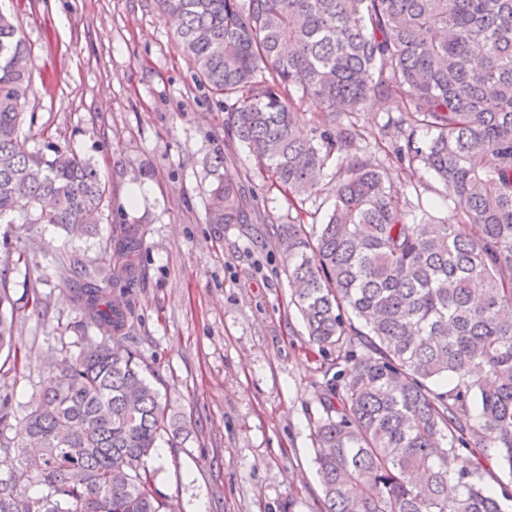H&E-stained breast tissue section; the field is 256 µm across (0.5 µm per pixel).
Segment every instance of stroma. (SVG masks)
Wrapping results in <instances>:
<instances>
[{"mask_svg": "<svg viewBox=\"0 0 512 512\" xmlns=\"http://www.w3.org/2000/svg\"><path fill=\"white\" fill-rule=\"evenodd\" d=\"M33 52L21 135L29 148L68 145L91 157L109 205L93 234L0 223V265L11 264L18 372L0 395L24 415L45 356L76 341L69 264L96 265L111 227L138 226V278L125 333L165 383L191 433L157 461L173 512H315L322 496L313 430L335 352L310 345L290 303L276 248L286 195L224 132V100L198 83L174 21L151 0H0ZM223 155V166L214 158ZM245 188L267 224H210L217 180ZM148 194L132 200L134 186ZM45 306L26 308L31 294Z\"/></svg>", "mask_w": 512, "mask_h": 512, "instance_id": "35a3bbf8", "label": "stroma"}]
</instances>
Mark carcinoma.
Listing matches in <instances>:
<instances>
[{
  "instance_id": "carcinoma-1",
  "label": "carcinoma",
  "mask_w": 512,
  "mask_h": 512,
  "mask_svg": "<svg viewBox=\"0 0 512 512\" xmlns=\"http://www.w3.org/2000/svg\"><path fill=\"white\" fill-rule=\"evenodd\" d=\"M204 87L224 98V133L296 217L275 240L310 342L347 369L314 429L319 512H502L484 451L512 475V0H152ZM32 53L0 13V221L91 234L107 202L93 162L21 139ZM384 128L413 188L431 175L458 209L434 219L394 189L357 117ZM313 113L300 135L303 108ZM335 183L324 187V171ZM328 191L323 223L303 208ZM210 224H267L241 187L217 182ZM112 229L89 269L71 268L83 336L51 354L21 432L0 400V512H167L147 459L186 423L162 402L123 330L142 250ZM0 268V351L15 312ZM457 493L448 496V485Z\"/></svg>"
}]
</instances>
